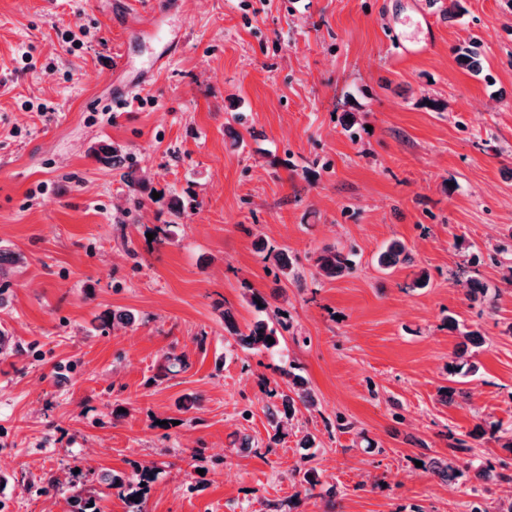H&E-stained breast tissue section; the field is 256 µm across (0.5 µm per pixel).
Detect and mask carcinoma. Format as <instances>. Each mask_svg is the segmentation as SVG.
Masks as SVG:
<instances>
[{
  "label": "carcinoma",
  "instance_id": "obj_1",
  "mask_svg": "<svg viewBox=\"0 0 512 512\" xmlns=\"http://www.w3.org/2000/svg\"><path fill=\"white\" fill-rule=\"evenodd\" d=\"M458 60L465 65L475 76L483 73L482 63L479 59V51L476 43H470L457 50ZM264 262L268 263V269L274 273L275 278L283 277L296 282L299 276L288 262L285 253L281 250L269 249L264 255ZM378 265L384 269H391L397 266H405L412 263V257L405 245L399 239L391 240L379 253ZM22 263V256L8 249L0 248V295L4 294L5 288L10 283V276L14 269ZM314 266L318 274L326 278H336L344 275L352 269L351 260L348 254L342 249L326 247L314 258ZM448 329L458 331L463 339L469 343L479 345L483 336L477 331L460 329L457 319L450 315L446 318ZM287 330L289 325L283 323L277 317L269 320L259 319L248 327V331L242 332L235 326H230L231 333L237 336V343L245 350L253 352L270 351L275 349L280 342L281 333L279 329ZM274 339L269 343L268 339ZM478 371V366L471 359L465 357V350H460L448 362V374L452 377L457 375L467 376ZM281 377L285 378V388L275 386L268 390L270 397L278 400L280 408L277 410V427L281 428L290 425L300 412V408L310 410L316 407V399L307 383L292 371L282 368L279 370ZM450 456L446 459L431 458L423 462L424 467L439 476L442 480L452 482L460 475V466L473 472L475 479L483 482L490 480L497 484H512V463L503 459L492 457H478L471 454L472 446L462 438L453 439L449 445ZM293 476L299 478L307 490L313 491L320 485L319 476L316 470L310 468H296Z\"/></svg>",
  "mask_w": 512,
  "mask_h": 512
}]
</instances>
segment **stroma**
I'll return each mask as SVG.
<instances>
[{
  "label": "stroma",
  "instance_id": "obj_1",
  "mask_svg": "<svg viewBox=\"0 0 512 512\" xmlns=\"http://www.w3.org/2000/svg\"><path fill=\"white\" fill-rule=\"evenodd\" d=\"M163 2L183 38L144 77L151 106L98 112L126 78L114 59L157 55L151 18L133 0H0V246L25 258L0 298L21 347L0 355V512L76 495L132 512L142 472V512H466L475 479L417 462L454 436L512 461L475 430L512 429V0H462L454 19L438 0L417 55L395 34L424 0ZM88 25L92 42H63ZM473 38L492 84L456 59ZM170 222L172 241H148ZM394 238L413 264L379 268ZM260 242L300 283L275 280ZM327 246L354 248L351 273L317 275ZM253 294L288 312L276 352L228 330L256 320ZM116 309L136 323L103 324ZM448 311L485 338L452 405ZM167 353L187 366L162 379ZM291 363L318 404L276 441L266 391ZM339 415L354 429L330 428ZM302 462L332 497L292 479Z\"/></svg>",
  "mask_w": 512,
  "mask_h": 512
}]
</instances>
